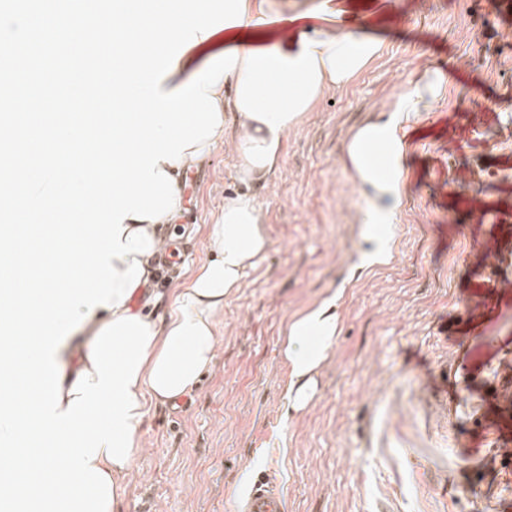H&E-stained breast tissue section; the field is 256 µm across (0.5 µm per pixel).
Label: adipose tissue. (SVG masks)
<instances>
[{
    "label": "adipose tissue",
    "mask_w": 512,
    "mask_h": 512,
    "mask_svg": "<svg viewBox=\"0 0 512 512\" xmlns=\"http://www.w3.org/2000/svg\"><path fill=\"white\" fill-rule=\"evenodd\" d=\"M243 25L230 27L198 43L179 58L159 87L172 93L202 70L212 57L234 50L238 63L212 88L222 120L239 123L235 137L217 133L215 141L186 149L181 164L159 162V169L178 177L182 166L192 165L210 154L215 142L225 143L238 160L236 177L244 184L268 180L279 168L285 139L302 122L320 97L329 90L346 87L385 50L374 30L385 17L376 14L359 27L339 25L345 9L340 0H315L288 24L271 29L267 16L272 0H246ZM443 75L425 72L409 84L385 116L355 128L349 135L342 160L368 202L359 229L356 260L336 288L313 304L296 312L288 322L282 355L288 367L283 392V412L306 408L316 393V377L326 353L339 336L340 308L347 288L361 275L389 265L396 253V214L406 188V144L404 129L413 112L426 98L437 97ZM184 213L176 206L162 221L126 218L129 230L144 228L153 240L151 253L141 255L144 273L141 287L156 280L163 250V227L178 223ZM268 247L253 194L244 192L225 198L224 214L210 225L208 260L176 290L175 308L161 317L151 308L134 307L132 301L108 308L96 306L81 326L96 335L109 322L124 315H138L148 323L154 338L130 391L138 401L134 425H141L152 404H172L189 395L202 374L210 369L217 343V318L224 302L233 295L247 270L254 268ZM88 343L66 339L56 351L63 373L62 402L81 371L90 369Z\"/></svg>",
    "instance_id": "1"
}]
</instances>
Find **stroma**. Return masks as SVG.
Returning <instances> with one entry per match:
<instances>
[{
	"mask_svg": "<svg viewBox=\"0 0 512 512\" xmlns=\"http://www.w3.org/2000/svg\"><path fill=\"white\" fill-rule=\"evenodd\" d=\"M391 6L403 17L381 27L383 57L318 101L255 187L267 253L224 302L211 371L176 403L150 405L121 512H229L262 470L287 512H512V455L482 435L500 413L477 398L512 361V288L486 334L461 319L512 279V258L490 262L468 233L472 206L512 218V0H352L350 11ZM433 65L447 81L405 129L395 259L349 289L313 400L284 418V329L347 272L366 210L343 142ZM236 165L219 145L185 182L181 222L164 233L190 254L158 286L157 314L207 261Z\"/></svg>",
	"mask_w": 512,
	"mask_h": 512,
	"instance_id": "35a3bbf8",
	"label": "stroma"
}]
</instances>
